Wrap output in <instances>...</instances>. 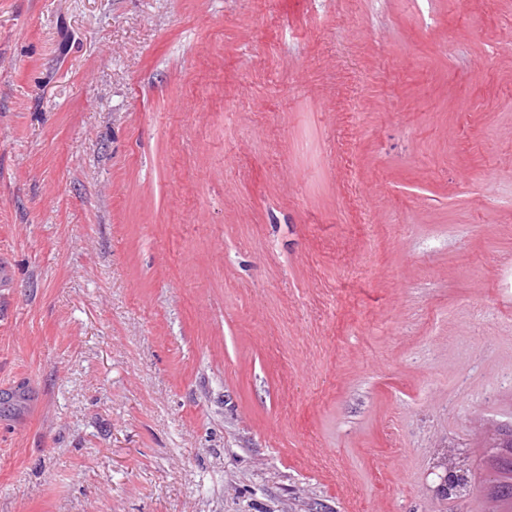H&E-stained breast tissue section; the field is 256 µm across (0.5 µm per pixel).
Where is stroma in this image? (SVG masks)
I'll return each mask as SVG.
<instances>
[{
	"mask_svg": "<svg viewBox=\"0 0 512 512\" xmlns=\"http://www.w3.org/2000/svg\"><path fill=\"white\" fill-rule=\"evenodd\" d=\"M0 258V512H489L512 0H0Z\"/></svg>",
	"mask_w": 512,
	"mask_h": 512,
	"instance_id": "35a3bbf8",
	"label": "stroma"
}]
</instances>
